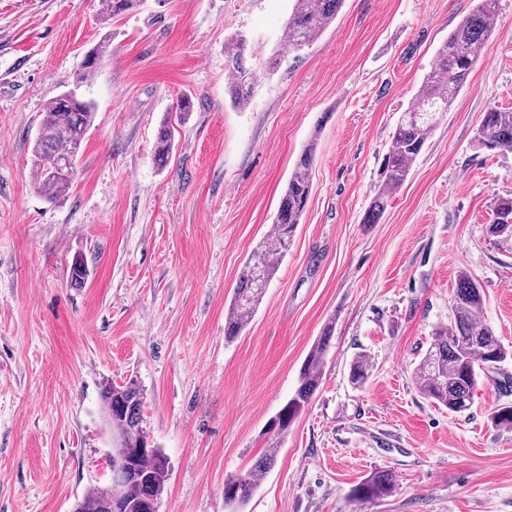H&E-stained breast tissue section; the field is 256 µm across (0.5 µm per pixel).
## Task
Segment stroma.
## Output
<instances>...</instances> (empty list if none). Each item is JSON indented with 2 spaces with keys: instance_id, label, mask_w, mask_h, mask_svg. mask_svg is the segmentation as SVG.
<instances>
[{
  "instance_id": "35a3bbf8",
  "label": "stroma",
  "mask_w": 512,
  "mask_h": 512,
  "mask_svg": "<svg viewBox=\"0 0 512 512\" xmlns=\"http://www.w3.org/2000/svg\"><path fill=\"white\" fill-rule=\"evenodd\" d=\"M294 0H144L106 20L99 0H0V512H72L111 483L115 443L100 391L135 381L143 428L167 456L158 512H225L224 481L276 455L243 512H512V391L481 377L459 415L413 371L453 317L460 271L512 351V250L486 227L512 195V152L486 149L487 107L512 109V0L453 107L375 224L363 218L402 114L476 0H344L319 39L287 48ZM257 75L233 106L225 50ZM107 52L75 88L84 54ZM78 89L96 106L68 193L32 184L44 104ZM194 108L165 169L166 112ZM312 193L246 330L224 314L247 256L268 239L307 144ZM89 276L67 282L75 256ZM321 382L284 441L271 420L327 321ZM366 355V383L349 365ZM392 493L358 501L374 470ZM192 101L189 96L180 97L174 107V112H167L163 119L154 150L155 165L163 169L172 157L175 125L182 124L189 112L192 111ZM174 114V115H173Z\"/></svg>"
}]
</instances>
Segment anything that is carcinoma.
I'll list each match as a JSON object with an SVG mask.
<instances>
[{
    "mask_svg": "<svg viewBox=\"0 0 512 512\" xmlns=\"http://www.w3.org/2000/svg\"><path fill=\"white\" fill-rule=\"evenodd\" d=\"M141 0H100V12L109 19L133 11ZM344 0H294L284 24L288 43L300 48L313 43L335 21ZM498 0H477L476 7L448 34L436 52V63L419 87L415 103L400 117L391 136L389 149L380 169L383 188L373 195L364 223L374 224L384 213L389 194L407 179L440 117L448 112L466 86L480 60L485 42L495 31ZM247 44L242 39L231 42L225 63L233 79L228 83L231 102L245 107L252 98L254 76L242 66ZM103 50L92 49L76 75V85L87 82L96 71ZM188 96L178 99L174 112L166 113L154 150L155 165L163 169L172 157L175 126L182 124L192 111ZM95 112L91 103L77 99L65 103V94L50 99L43 109L41 131L32 145V180L35 189L49 198L66 193L73 179L67 168L77 155L93 125ZM483 145L500 152L512 151V111L491 106L484 113L478 129ZM314 161L313 145L306 146L288 178L273 224V242H263L253 249L234 288L224 319V339L240 336L265 295L288 251L310 193V170ZM494 220L488 225L489 236L503 243L512 239V195L493 201ZM87 279L82 259L72 262L68 282L80 288ZM453 321L439 325L432 341L414 369L419 392L432 402L454 413L471 408L479 375L497 373L500 364L512 354L501 344L491 326L481 319L483 288L467 272L458 275L452 304ZM333 322H328L312 346L299 372V385L271 423L273 437L280 440L299 414L309 404L319 386L322 369L330 348ZM369 377V363L364 357L354 359L349 367V381L362 386ZM101 399L118 437L116 453L110 463H124L120 469V494L113 486L90 489L78 503L76 512H157V504L169 480V463L158 448L130 456L128 449L141 447L143 436V394L128 381L122 385L106 383ZM498 427L512 428V405L502 404L492 413ZM274 463V454L257 459L244 473L226 480L233 490L224 492V507L241 512ZM393 475L385 470L372 472L355 489L359 499L389 495L394 488Z\"/></svg>",
    "mask_w": 512,
    "mask_h": 512,
    "instance_id": "obj_1",
    "label": "carcinoma"
}]
</instances>
